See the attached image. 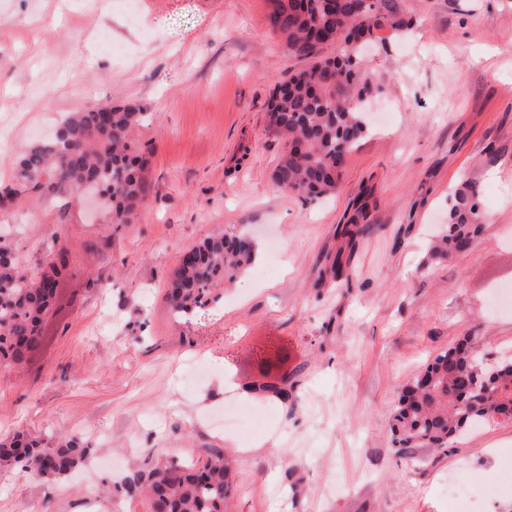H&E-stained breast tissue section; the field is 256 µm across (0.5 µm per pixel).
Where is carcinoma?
<instances>
[{"label":"carcinoma","mask_w":512,"mask_h":512,"mask_svg":"<svg viewBox=\"0 0 512 512\" xmlns=\"http://www.w3.org/2000/svg\"><path fill=\"white\" fill-rule=\"evenodd\" d=\"M268 23L289 53L307 67L275 83L268 104L270 126L284 140L272 179L283 192L313 201L336 192L346 154L367 133L362 107L374 92L360 49L385 27L399 33L412 17L401 0H269ZM146 115L134 107H95L73 112L58 134L32 144L17 163L16 187L0 190V209L28 191L64 198L100 189L112 208V223L131 224L148 200L143 176L148 163L133 140ZM478 192L455 196L448 224L429 249L444 260L467 252L483 233ZM252 239L214 233L190 249L167 282L165 299L178 317L192 316L223 298L224 285L250 268ZM60 270L39 277L21 272L13 251L0 245V369L23 365L41 344ZM261 397L288 402L284 379L247 386ZM512 418V358L488 363L477 338L464 336L438 353L401 390L391 417L393 445L443 449L468 426L497 416ZM92 456L80 435L44 442L25 434L0 442V466L24 475L65 479ZM237 471L222 448L196 463L166 461L129 471L112 484L116 503L145 500L147 512H228Z\"/></svg>","instance_id":"obj_1"}]
</instances>
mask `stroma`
Returning <instances> with one entry per match:
<instances>
[{
    "label": "stroma",
    "instance_id": "obj_1",
    "mask_svg": "<svg viewBox=\"0 0 512 512\" xmlns=\"http://www.w3.org/2000/svg\"><path fill=\"white\" fill-rule=\"evenodd\" d=\"M414 26L363 59L381 85L335 196L304 201L272 180L283 142L267 121L277 81L303 68L267 25L268 0H0V184L72 112L129 104L148 154L146 207L115 224L101 197L0 211V243L34 275L64 255L42 344L0 372V440L79 434L96 458L53 483L0 469V512H113L103 492L145 449L238 461L233 512H448L460 477L473 512H512V421L447 451L389 442L400 389L461 336L488 362L512 355V0H404ZM109 30L122 46L103 52ZM475 188L483 234L427 262L454 192ZM367 200L370 230L342 229ZM246 232L257 258L220 303L176 319L165 286L205 237ZM355 275H331L333 262ZM284 378L293 402L248 393ZM237 430L210 419L227 396Z\"/></svg>",
    "mask_w": 512,
    "mask_h": 512
}]
</instances>
